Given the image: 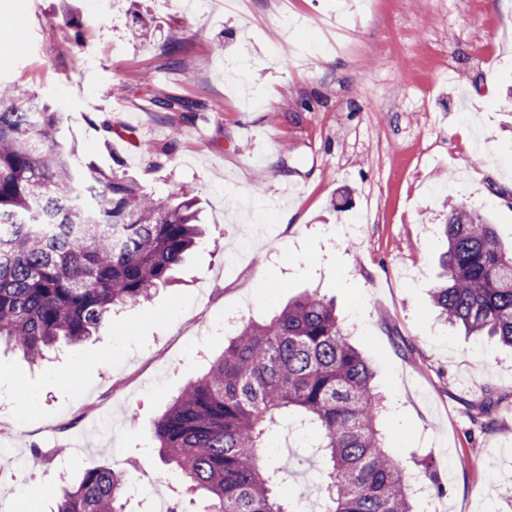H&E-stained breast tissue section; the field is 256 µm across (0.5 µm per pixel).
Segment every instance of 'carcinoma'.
Here are the masks:
<instances>
[{
	"mask_svg": "<svg viewBox=\"0 0 512 512\" xmlns=\"http://www.w3.org/2000/svg\"><path fill=\"white\" fill-rule=\"evenodd\" d=\"M163 112L186 99L153 97ZM62 113L13 89L0 95V343L35 362L77 344L112 312L147 299L202 236L193 190L166 200L133 179L84 166L58 142ZM97 193H86L87 185ZM441 317L512 347V249L463 202L448 206ZM368 357L348 342L335 306L305 295L248 322L209 370L155 423L160 455L202 491L208 512H290L275 497L288 469L267 433L290 411L320 434L326 512H412L405 466L385 451ZM128 473L100 468L62 490L53 512H124Z\"/></svg>",
	"mask_w": 512,
	"mask_h": 512,
	"instance_id": "carcinoma-1",
	"label": "carcinoma"
}]
</instances>
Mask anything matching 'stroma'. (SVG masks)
Masks as SVG:
<instances>
[{
  "label": "stroma",
  "instance_id": "1",
  "mask_svg": "<svg viewBox=\"0 0 512 512\" xmlns=\"http://www.w3.org/2000/svg\"><path fill=\"white\" fill-rule=\"evenodd\" d=\"M0 41V86L54 102L63 142L93 167L159 199L193 187L206 230L172 284L97 336L38 366L0 349V388L23 394L0 416L20 422L25 465L0 512H51L63 486L114 465L135 479L126 512L155 495L203 512L154 424L222 353L225 315L260 323L307 293L335 301L371 359L385 446L412 477L435 474L439 512H512V349L443 323L430 300L449 204L512 241V5L0 0ZM153 91L203 109L159 111ZM88 402L111 436L71 426ZM325 480L307 457L279 494L315 512L306 490Z\"/></svg>",
  "mask_w": 512,
  "mask_h": 512
}]
</instances>
